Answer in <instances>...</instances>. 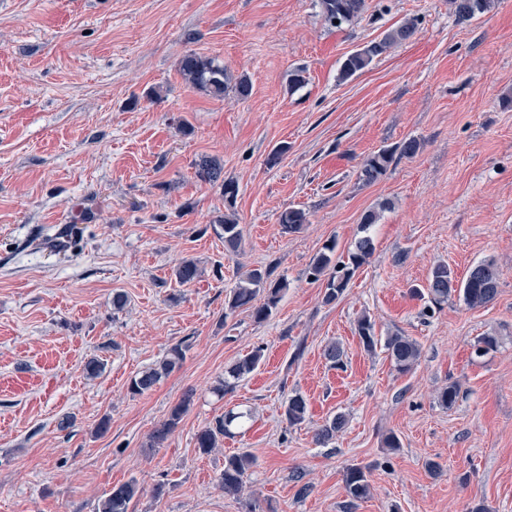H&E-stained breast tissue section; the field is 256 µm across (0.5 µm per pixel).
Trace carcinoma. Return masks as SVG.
Segmentation results:
<instances>
[{"instance_id":"carcinoma-1","label":"carcinoma","mask_w":512,"mask_h":512,"mask_svg":"<svg viewBox=\"0 0 512 512\" xmlns=\"http://www.w3.org/2000/svg\"><path fill=\"white\" fill-rule=\"evenodd\" d=\"M366 0H320V7L325 21L329 24L340 25L358 18L365 10ZM450 5L456 17L461 21H469L484 13L491 6V0H450ZM418 31L416 19H407L395 28L390 29L378 41H372L362 48L349 54L341 64V76L349 78L369 66L372 61L393 46L411 40ZM179 72L187 85L203 91L213 97H222L228 88L230 78L216 59L187 52L181 56L178 63ZM420 149V143L415 139H407L395 147H384L370 155L363 163L360 179L365 183L379 181L387 172L395 156L412 157ZM221 173L220 164L214 159H204L198 164L197 176L208 182L218 180ZM224 208L227 213L215 220L224 232V245L236 251L241 246L243 233L233 212L239 192L238 185L233 181L222 184ZM389 208V202L379 204V209L366 212L361 219L363 236L359 237L349 252L345 261H333L336 242L331 241L323 247L311 265L314 280H324L323 301L332 304L340 300L356 271L363 266L374 251V242L368 230L377 223L380 212ZM308 223V213L301 208H288L280 214L279 224L285 233H296ZM269 269H250L240 278L233 289L228 308L231 310L248 307L257 322H264L272 315L280 301L281 292L287 287L284 280L270 279ZM177 281L189 283L201 275V269L192 259L180 261L174 269ZM499 273L494 262L484 260L474 264L462 280H457L454 271L444 263L435 265L428 278V296L433 306L440 309L448 302V297L458 294L464 304L470 308L482 307L495 299L498 294ZM264 294V301L256 303L259 294ZM356 332L364 346L371 352L379 342H384L390 360L397 372L404 374L411 371L420 357L417 342L400 333H394L380 340L375 334L374 324L367 315L357 320ZM185 357V347L176 344L171 347L165 358L158 365L151 367L130 380L128 390L133 395L143 394L152 389L162 377L168 375ZM262 360V348L258 347L246 357L229 367L224 379L214 388L222 395L234 389L236 383L251 374ZM192 395H186L175 406L168 418L158 424L150 434L151 446L156 447L168 438L180 422L183 414L191 404ZM307 401L300 393L288 396L285 405V417L289 424L297 425L305 420ZM241 415L228 412L216 419L215 425L203 427L196 435L197 448L203 454L212 452L219 447L220 438L233 435L232 426ZM347 419L342 414H336L317 430L316 443L326 445L336 435L343 431ZM253 456L242 453L225 459L224 470L218 477V484L224 494L238 497L245 486L247 471L254 465ZM344 484L347 495L352 499H363L370 492V484L365 471L357 466L346 469ZM139 492L135 481L131 480L112 487L108 495L102 499L98 512H128V506Z\"/></svg>"}]
</instances>
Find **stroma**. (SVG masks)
<instances>
[{
  "label": "stroma",
  "instance_id": "stroma-1",
  "mask_svg": "<svg viewBox=\"0 0 512 512\" xmlns=\"http://www.w3.org/2000/svg\"><path fill=\"white\" fill-rule=\"evenodd\" d=\"M366 4L335 28L320 0H0V512H96L132 479L128 512H512V0L468 21L449 0ZM409 18L410 42L342 79L349 53ZM190 50L247 76L250 96L186 85L178 61ZM297 69L304 82L289 87ZM410 138L414 156L360 180L367 157ZM205 158L220 181L198 178ZM226 180L239 188L236 254L213 225ZM385 200L372 256L324 304L314 257L332 241L347 258L363 213ZM292 207L309 222L286 234L279 216ZM184 258L202 270L187 285L173 274ZM489 259L500 280L486 306L454 296L430 314L411 293L436 264L461 279ZM254 267L288 283L262 323L227 307ZM363 315L376 336L418 342L410 372L384 347L364 349ZM484 336L498 345L475 356ZM333 341L339 368L324 356ZM180 342V367L131 394V378ZM258 348L257 369L217 397L225 370ZM93 357L104 368L90 377ZM451 382L446 408L437 393ZM295 392L308 412L292 426ZM187 394L175 431L148 447ZM230 410L243 424L200 454L196 432ZM339 413L344 431L317 444ZM66 416L73 426L59 429ZM233 453L256 460L238 498L217 485ZM352 465L370 483L356 501ZM344 484L347 495L354 500L363 499L370 492L367 475L361 467L347 468L344 474Z\"/></svg>",
  "mask_w": 512,
  "mask_h": 512
}]
</instances>
